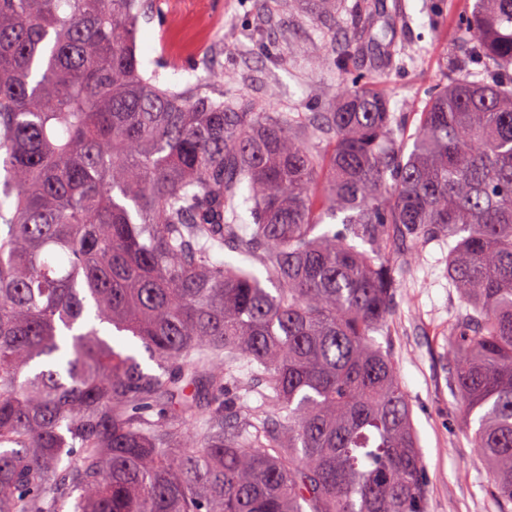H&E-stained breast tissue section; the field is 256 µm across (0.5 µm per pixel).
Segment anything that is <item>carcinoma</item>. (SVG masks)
<instances>
[{"label":"carcinoma","instance_id":"1","mask_svg":"<svg viewBox=\"0 0 512 512\" xmlns=\"http://www.w3.org/2000/svg\"><path fill=\"white\" fill-rule=\"evenodd\" d=\"M144 5L0 0V512H424L375 340L398 235L448 241L449 385L512 512V0H474L410 147L348 67L371 0L318 60L336 103L307 118L162 86ZM242 360L268 421L225 400Z\"/></svg>","mask_w":512,"mask_h":512}]
</instances>
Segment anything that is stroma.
Masks as SVG:
<instances>
[{"label": "stroma", "mask_w": 512, "mask_h": 512, "mask_svg": "<svg viewBox=\"0 0 512 512\" xmlns=\"http://www.w3.org/2000/svg\"><path fill=\"white\" fill-rule=\"evenodd\" d=\"M392 22L399 50L382 64L387 46L371 45L352 72L373 80L391 107H406L407 133L447 78L445 59L470 0H374ZM317 0H161L141 22L137 54L144 72L182 89L214 79L225 102L250 101L262 112H320L335 101V69L318 65L331 35L315 22ZM448 249L423 241L412 263H398L397 307L379 342L393 357L411 404L426 490L424 512H498L487 468L448 389V333L459 307L448 286Z\"/></svg>", "instance_id": "1"}]
</instances>
